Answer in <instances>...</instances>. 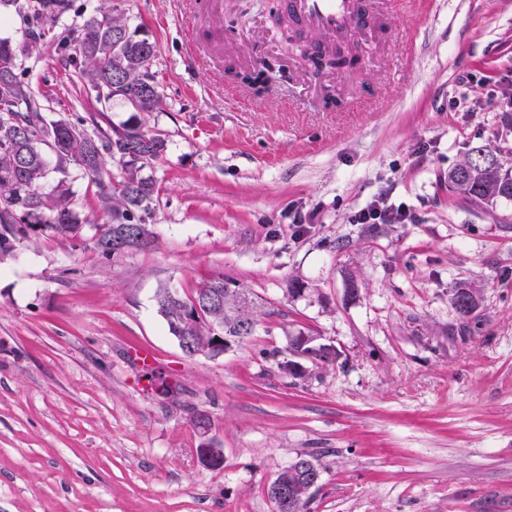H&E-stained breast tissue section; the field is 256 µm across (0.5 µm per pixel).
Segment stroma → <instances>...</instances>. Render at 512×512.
I'll list each match as a JSON object with an SVG mask.
<instances>
[{"label": "stroma", "instance_id": "obj_1", "mask_svg": "<svg viewBox=\"0 0 512 512\" xmlns=\"http://www.w3.org/2000/svg\"><path fill=\"white\" fill-rule=\"evenodd\" d=\"M112 4L156 46L162 111L100 107L49 37L0 25L37 46L23 67L48 116L168 143L144 170L153 246L95 250L102 213L71 164L78 235L0 255V512H272L268 485L301 455L321 467L306 512H512V201L448 189L474 147L512 146V0H387L395 36L367 71L326 77L335 107L282 49L278 0ZM191 30L206 60L187 57ZM258 53L280 72L261 95L225 76ZM381 194L413 223H357ZM220 274L260 323L187 356L156 292ZM461 282L481 290L466 318ZM301 333L335 365L289 372ZM198 412L221 468L196 456Z\"/></svg>", "mask_w": 512, "mask_h": 512}]
</instances>
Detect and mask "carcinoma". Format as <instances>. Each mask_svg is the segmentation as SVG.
<instances>
[{
    "instance_id": "carcinoma-1",
    "label": "carcinoma",
    "mask_w": 512,
    "mask_h": 512,
    "mask_svg": "<svg viewBox=\"0 0 512 512\" xmlns=\"http://www.w3.org/2000/svg\"><path fill=\"white\" fill-rule=\"evenodd\" d=\"M75 0H0V22L8 19V11L22 14L24 24L51 34L56 51L67 53L80 80L95 93L97 102L110 104L118 98L132 112H155L161 108L162 96L152 90L148 77L155 51H147L144 40L136 37L124 19L112 10L99 8L78 28L56 32L65 14L73 10ZM33 47L9 38H0V105L12 106L7 114L0 111V253L6 254L17 241L40 230L52 235L72 233L77 221L72 212L75 196L72 181L59 179L50 192L41 186L49 172L47 152L54 153L56 169L66 172L68 163L80 167L81 177L95 187L101 211L107 219L94 242L96 250L112 256L107 246L112 231L128 229L127 249H144L151 244L150 231L145 229L143 213L149 210L155 194L152 179L142 175L145 166L163 158L166 140L137 123L120 130L92 134L83 128L84 119H49L35 99L21 70L20 56L32 54ZM119 162L121 178L113 179L105 158ZM471 171L463 180H455L457 168L448 171V190L467 199L487 202L512 200V163L502 150L479 146L467 155ZM471 293L472 303L460 312L468 317L476 311L478 292L466 283L454 288L451 302ZM219 295L218 304H205L203 296ZM247 304L250 329L242 330L237 312ZM156 303L163 314L168 332L193 337V345L201 349L210 337L221 332L242 342L252 336L259 322L257 305L245 288L230 287L224 276L217 275L202 283L192 296H172L168 287L158 288ZM291 355L306 356L323 365L336 363V350L313 345V338L298 334L288 345Z\"/></svg>"
}]
</instances>
